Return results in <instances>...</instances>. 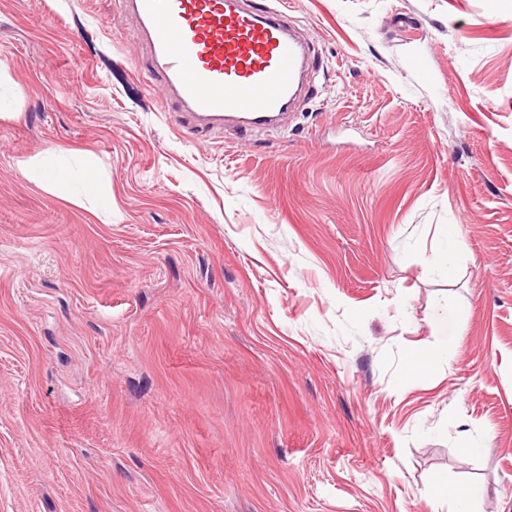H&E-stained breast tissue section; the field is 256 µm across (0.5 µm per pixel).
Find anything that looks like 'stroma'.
Returning <instances> with one entry per match:
<instances>
[{"label": "stroma", "mask_w": 512, "mask_h": 512, "mask_svg": "<svg viewBox=\"0 0 512 512\" xmlns=\"http://www.w3.org/2000/svg\"><path fill=\"white\" fill-rule=\"evenodd\" d=\"M288 21L315 88L243 138L117 0H0V512H512V0ZM21 176L27 180L34 181L49 192H57L59 186L75 178V174L65 168H37V165L31 162H25L20 165ZM81 181L90 204L89 211L99 219L101 213L112 219V193L104 188L101 176L93 168H89L83 173Z\"/></svg>", "instance_id": "35a3bbf8"}]
</instances>
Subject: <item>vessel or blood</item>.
Returning a JSON list of instances; mask_svg holds the SVG:
<instances>
[{
    "label": "vessel or blood",
    "instance_id": "vessel-or-blood-1",
    "mask_svg": "<svg viewBox=\"0 0 512 512\" xmlns=\"http://www.w3.org/2000/svg\"><path fill=\"white\" fill-rule=\"evenodd\" d=\"M168 108L200 132L284 125L312 92L310 43L284 0H120Z\"/></svg>",
    "mask_w": 512,
    "mask_h": 512
}]
</instances>
